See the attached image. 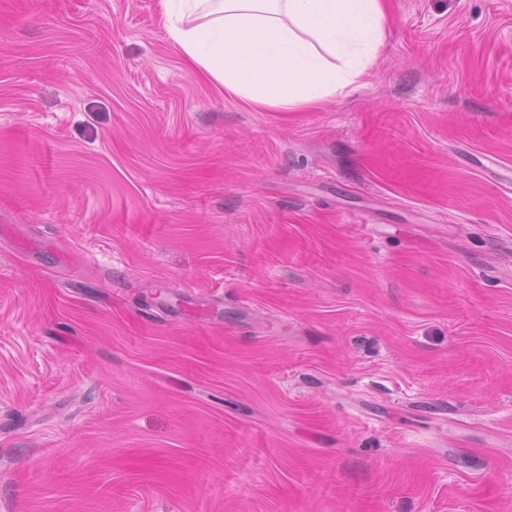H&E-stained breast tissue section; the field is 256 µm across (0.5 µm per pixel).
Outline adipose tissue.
<instances>
[{
    "label": "adipose tissue",
    "mask_w": 512,
    "mask_h": 512,
    "mask_svg": "<svg viewBox=\"0 0 512 512\" xmlns=\"http://www.w3.org/2000/svg\"><path fill=\"white\" fill-rule=\"evenodd\" d=\"M172 42L194 73L245 104L315 109L375 67L388 0H162Z\"/></svg>",
    "instance_id": "ef3b65f1"
}]
</instances>
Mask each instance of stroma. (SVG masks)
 Masks as SVG:
<instances>
[{
  "instance_id": "35a3bbf8",
  "label": "stroma",
  "mask_w": 512,
  "mask_h": 512,
  "mask_svg": "<svg viewBox=\"0 0 512 512\" xmlns=\"http://www.w3.org/2000/svg\"><path fill=\"white\" fill-rule=\"evenodd\" d=\"M0 512H512V0L306 112L0 0Z\"/></svg>"
}]
</instances>
